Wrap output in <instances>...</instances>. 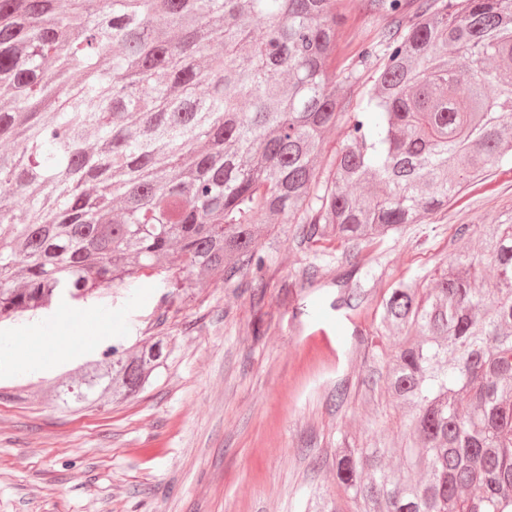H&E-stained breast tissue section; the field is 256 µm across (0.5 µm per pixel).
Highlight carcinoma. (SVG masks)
Masks as SVG:
<instances>
[{
	"label": "carcinoma",
	"mask_w": 512,
	"mask_h": 512,
	"mask_svg": "<svg viewBox=\"0 0 512 512\" xmlns=\"http://www.w3.org/2000/svg\"><path fill=\"white\" fill-rule=\"evenodd\" d=\"M346 2L0 0V145L23 142L0 154V321L152 272L262 288L273 225L354 249L512 159V0H366L379 28L361 59L379 65L358 112L356 69L330 72ZM468 231L431 287L381 298L397 442L336 449L338 494L309 492L304 512H512V223L475 249ZM167 348L114 346L42 397L122 402Z\"/></svg>",
	"instance_id": "1"
}]
</instances>
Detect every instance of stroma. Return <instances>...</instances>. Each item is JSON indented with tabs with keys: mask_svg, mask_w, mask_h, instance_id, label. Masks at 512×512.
<instances>
[{
	"mask_svg": "<svg viewBox=\"0 0 512 512\" xmlns=\"http://www.w3.org/2000/svg\"><path fill=\"white\" fill-rule=\"evenodd\" d=\"M344 29L335 66L368 79L375 64L359 53L377 24L362 0ZM507 220L512 162L425 223L360 247L351 266L344 243L301 246L292 225H275L258 299L243 272L185 292L143 276L0 323V385L31 391L0 401V512H298L309 490L335 492L337 448L393 438L402 420L382 394L392 344L375 333L382 295L447 261L460 225ZM307 265L320 273L303 283ZM359 280L361 306H341ZM160 331L167 362L126 402L79 413L43 403L38 384L60 361L74 369Z\"/></svg>",
	"mask_w": 512,
	"mask_h": 512,
	"instance_id": "1",
	"label": "stroma"
}]
</instances>
